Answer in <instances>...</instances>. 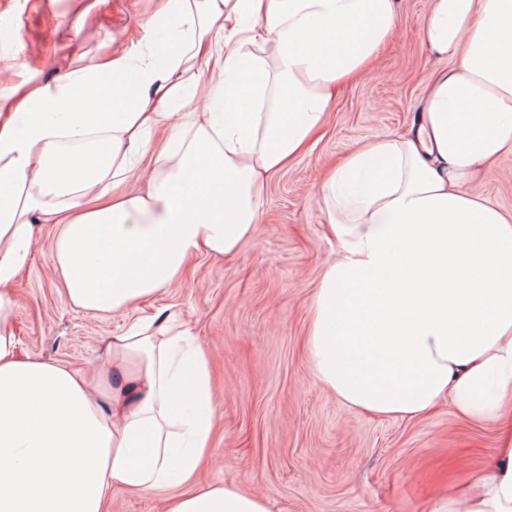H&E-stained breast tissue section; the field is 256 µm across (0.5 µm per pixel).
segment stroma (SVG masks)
<instances>
[{"label": "stroma", "instance_id": "stroma-1", "mask_svg": "<svg viewBox=\"0 0 512 512\" xmlns=\"http://www.w3.org/2000/svg\"><path fill=\"white\" fill-rule=\"evenodd\" d=\"M427 6L398 0L394 34L371 71L341 92L313 152L272 182L261 224L234 256L199 255L156 298L102 319L70 305L50 247L54 227L39 225L31 264L14 285L20 356L87 371L109 337L137 319L170 313L210 355L215 463H203L178 489L113 488L108 512H163L177 492L223 485L265 498L270 512H428L449 485L495 461L497 425L468 424L445 403L412 420L348 409L313 377L305 349L312 296L336 252L316 188L347 154L402 133L431 73L448 67L422 44ZM79 10L87 13L79 40L93 50L107 33L122 43L155 3L0 0V18L21 32L39 80L78 66L66 22ZM469 191L512 213V156L492 164Z\"/></svg>", "mask_w": 512, "mask_h": 512}]
</instances>
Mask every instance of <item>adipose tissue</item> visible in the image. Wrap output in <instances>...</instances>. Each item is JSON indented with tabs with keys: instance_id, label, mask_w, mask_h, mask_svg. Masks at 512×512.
<instances>
[{
	"instance_id": "ef3b65f1",
	"label": "adipose tissue",
	"mask_w": 512,
	"mask_h": 512,
	"mask_svg": "<svg viewBox=\"0 0 512 512\" xmlns=\"http://www.w3.org/2000/svg\"><path fill=\"white\" fill-rule=\"evenodd\" d=\"M397 0H159L122 49L0 106V512H104L114 487L186 482L211 453L207 352L177 319L110 337L94 376L15 356L12 287L36 224L55 227L75 307L123 314L198 253L253 237L270 181L326 124L335 92L395 28ZM434 71L403 133L369 142L318 187L336 258L312 299V374L348 408L417 419L448 401L502 423L497 466L431 512H512V214L468 185L512 155V0H429ZM249 64L246 112H220ZM135 93L122 94L127 77ZM146 193L126 191L136 176ZM108 386L111 411L94 396ZM165 512H269L229 486Z\"/></svg>"
}]
</instances>
